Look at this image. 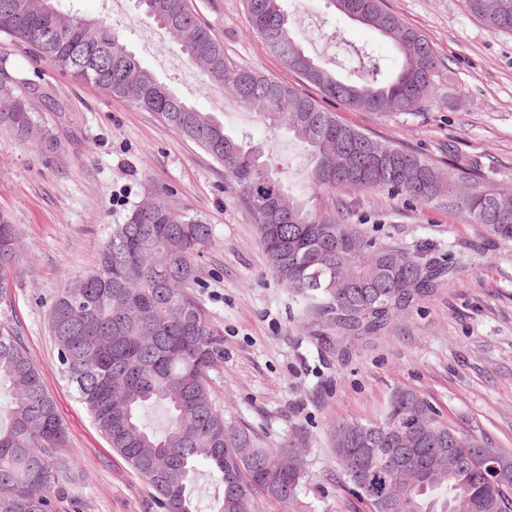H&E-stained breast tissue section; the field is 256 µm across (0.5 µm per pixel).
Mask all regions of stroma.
<instances>
[{
    "label": "stroma",
    "mask_w": 512,
    "mask_h": 512,
    "mask_svg": "<svg viewBox=\"0 0 512 512\" xmlns=\"http://www.w3.org/2000/svg\"><path fill=\"white\" fill-rule=\"evenodd\" d=\"M200 21L224 46L230 66H250L297 85L291 71L247 23L243 0H192ZM419 31L442 62L434 90L416 112L335 111L354 128L398 142L437 164L455 159L481 169L512 192V32H492L464 0H385ZM67 15L109 18L128 48L162 83L225 129L258 144L277 162L293 194L311 190L300 176L305 146L266 125L210 86L188 63L176 38L146 18L137 0H58ZM305 52L356 67L355 49L371 48L395 70L400 57L374 30L329 9L325 0H288ZM0 61L38 86L34 139L21 143L0 127V212L20 237L11 300L0 310L56 400L68 445L59 449L79 512H149L150 492L109 448L75 397L58 360L48 308L67 282L91 270L112 231L134 206L160 190L181 210L213 227L197 259V294L224 332V361L213 374L224 414L248 429L261 448H304L307 480L288 503L256 495L254 512H368L342 483L330 431L336 423L377 420L394 388L421 392L448 420L512 450V244L485 238L465 214L432 203L414 211L381 192L348 200L360 232L412 252L453 254L459 266L438 288L396 312L376 334L326 344L309 301L293 293L266 262L251 212L199 146L164 128L154 113L106 95L0 34ZM63 104L60 112L45 99ZM56 137L54 152L37 140Z\"/></svg>",
    "instance_id": "obj_1"
}]
</instances>
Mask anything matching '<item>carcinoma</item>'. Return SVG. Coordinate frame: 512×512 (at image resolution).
I'll list each match as a JSON object with an SVG mask.
<instances>
[{
	"label": "carcinoma",
	"instance_id": "obj_1",
	"mask_svg": "<svg viewBox=\"0 0 512 512\" xmlns=\"http://www.w3.org/2000/svg\"><path fill=\"white\" fill-rule=\"evenodd\" d=\"M148 16L178 40L187 60L206 66L241 106L263 112L310 152L300 178L340 199L384 192L410 210L439 200L480 225L490 239L512 244V193L486 186L474 167L448 160L442 169L393 141L361 132L319 101L255 68H233L220 44L190 9L188 0H140ZM466 0L492 32L512 31V0ZM338 12L391 41L401 65L386 73L364 49V75L343 79L328 63L306 54L289 24L284 0H245L246 18L258 35L323 97L369 112H415L432 93L442 65L429 42L385 9L383 0H329ZM0 32L33 48L39 60L92 83L110 96L155 113L162 125L193 141L224 167L257 224L269 269L293 292L313 301L336 338L376 332L412 300L440 286L455 271L422 250L409 253L363 236L336 210L290 193L259 148L226 132L224 124L161 83L128 49L124 36L103 19L72 16L42 0H0ZM32 85L0 66V125L21 143L35 126V110L16 88ZM212 240V227L172 207L156 194L144 211L134 207L101 250L96 266L70 283L50 306L57 358L78 400L99 431L150 487L156 512H197L192 487L196 463L210 465L219 494L213 512H253V494L289 502L307 477L302 462L284 471L293 446L259 448L251 435L224 416L212 372L224 360V336L194 291L196 258ZM18 234L0 212V302L9 297ZM7 391L9 423L0 427V512H63L70 479L51 448L67 447L63 422L23 338L0 324V391ZM151 406L166 413L162 429L143 418ZM409 429L416 441L413 478H396L382 512H512V478L494 482L471 460L490 449L483 436L459 434L465 468L448 474L445 421L417 390L391 393L380 423H340L331 435L344 486L367 504L375 459L351 432Z\"/></svg>",
	"mask_w": 512,
	"mask_h": 512
}]
</instances>
